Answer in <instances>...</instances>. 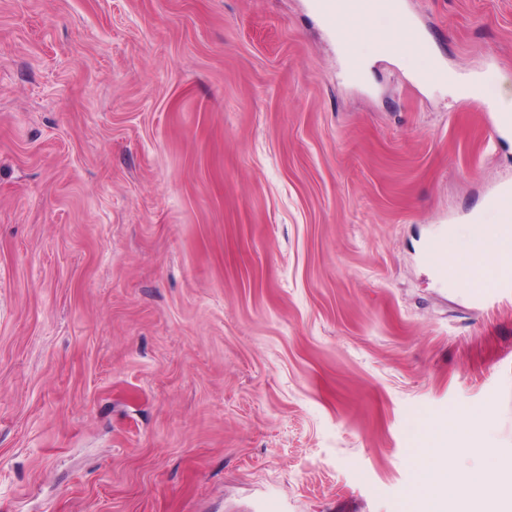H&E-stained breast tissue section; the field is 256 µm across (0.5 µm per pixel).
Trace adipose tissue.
Returning <instances> with one entry per match:
<instances>
[{
  "mask_svg": "<svg viewBox=\"0 0 512 512\" xmlns=\"http://www.w3.org/2000/svg\"><path fill=\"white\" fill-rule=\"evenodd\" d=\"M346 0H336V36L348 53L367 39L376 26L373 17L349 11ZM449 267H473L481 273L500 274L512 269V232L472 225ZM463 441L467 455L492 465L498 485L487 484L479 469L448 467V436ZM413 480L404 492L407 512H512V455L500 454L481 415L449 414L440 424L424 428L421 446L412 457Z\"/></svg>",
  "mask_w": 512,
  "mask_h": 512,
  "instance_id": "1",
  "label": "adipose tissue"
}]
</instances>
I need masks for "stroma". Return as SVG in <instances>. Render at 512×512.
Listing matches in <instances>:
<instances>
[{"label": "stroma", "instance_id": "35a3bbf8", "mask_svg": "<svg viewBox=\"0 0 512 512\" xmlns=\"http://www.w3.org/2000/svg\"><path fill=\"white\" fill-rule=\"evenodd\" d=\"M399 2L447 81L317 0H0V512H401L451 412L512 453V287L421 251L512 187V0Z\"/></svg>", "mask_w": 512, "mask_h": 512}]
</instances>
